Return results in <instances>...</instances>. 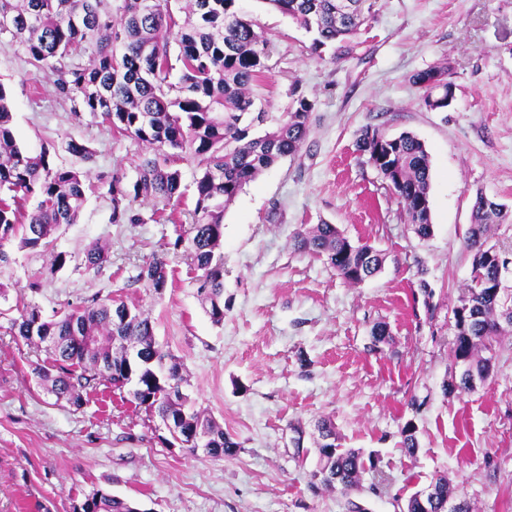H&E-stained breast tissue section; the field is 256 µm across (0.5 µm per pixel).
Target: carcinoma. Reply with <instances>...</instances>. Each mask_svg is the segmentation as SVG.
I'll return each mask as SVG.
<instances>
[{"label": "carcinoma", "instance_id": "obj_1", "mask_svg": "<svg viewBox=\"0 0 512 512\" xmlns=\"http://www.w3.org/2000/svg\"><path fill=\"white\" fill-rule=\"evenodd\" d=\"M239 0H0V46L15 47L37 71L54 76L59 97L76 117L87 113L109 130L149 146L154 156L137 167L133 180L118 172L88 173L54 163L50 151L29 154L16 141L12 108L0 84V263L9 260L5 244L19 239L22 249L49 246L64 224L78 220L88 194L110 200L111 224H143L132 209L139 198L167 207L183 196L180 153L197 161L194 207L188 228L172 243L198 272L197 294L208 303L215 325L224 323V259L217 250L224 239V208L249 182L283 158L296 155L309 131L313 103L304 96L292 111L264 135L251 129L267 123L256 106L251 86L267 70L268 45L241 10ZM261 7L295 19L315 33L313 47L344 41L366 21L359 0L344 11L341 0H256ZM448 71L431 68L414 75L422 101L431 111L448 108ZM403 205L408 223L425 238L431 232L430 161L424 144L409 133L382 136L367 129L358 143ZM68 151L85 162L95 153L84 141L71 139ZM502 218L500 205L479 195L473 209L469 246L474 277L461 304L454 308L452 353L464 366L458 388L491 372L494 344L512 337V321L503 319L501 253L487 245L490 226ZM294 249L327 257L346 283L357 285L376 275L383 258L368 244H352L334 224H318L294 238ZM109 261L105 247L85 253V268L97 270ZM139 279L156 292L166 288L167 262L152 258ZM26 341L53 336L47 349L57 375L48 368L37 374L51 382V393L73 405L80 390L102 382L133 384V400L160 418L179 415L182 430L169 444L186 446L187 434L208 436L204 452L231 457L239 443L194 409L182 391L181 365L159 344L148 315L126 303L93 297L83 304L42 316L26 304L11 325ZM332 477L320 484L330 490L356 488L366 470L360 453L336 445ZM74 512H137L124 499L98 490Z\"/></svg>", "mask_w": 512, "mask_h": 512}]
</instances>
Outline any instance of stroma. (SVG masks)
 <instances>
[{
  "label": "stroma",
  "instance_id": "35a3bbf8",
  "mask_svg": "<svg viewBox=\"0 0 512 512\" xmlns=\"http://www.w3.org/2000/svg\"><path fill=\"white\" fill-rule=\"evenodd\" d=\"M357 35L314 49L291 18L242 0L268 44L256 83L259 107L277 120L294 93L314 104L308 136L247 184L224 211V323L214 325L195 273L170 243L177 227L153 220L109 223L107 199L90 196L56 246L71 259L52 271L49 254L13 251L0 267V512H73L94 490L142 512H401L435 479L473 512H512V340L496 349L489 378L448 392L463 371L451 347L453 310L472 279L468 246L477 196L502 205L488 243L512 259V0H370ZM448 68L453 99L429 110L414 74ZM0 84L13 106L17 142L50 147L56 163L80 167L69 140L96 152L93 171L135 177L146 146L116 137L100 120L75 117L24 54L0 47ZM409 133L430 157L432 230L419 237L379 171L357 148L362 133ZM333 224L352 243L378 250L381 271L345 283L326 257L292 248L299 231ZM105 246L108 262L83 265ZM166 257L162 293L138 275ZM38 290H30V283ZM99 297L148 314L157 341L184 365L198 410L240 449L217 459L164 443L161 419L105 386L82 407L56 399L33 373L44 347L13 336L18 305L44 317ZM385 326L384 341L372 330ZM342 447L373 455L359 488L313 479L318 425ZM412 425L415 454L400 446Z\"/></svg>",
  "mask_w": 512,
  "mask_h": 512
}]
</instances>
